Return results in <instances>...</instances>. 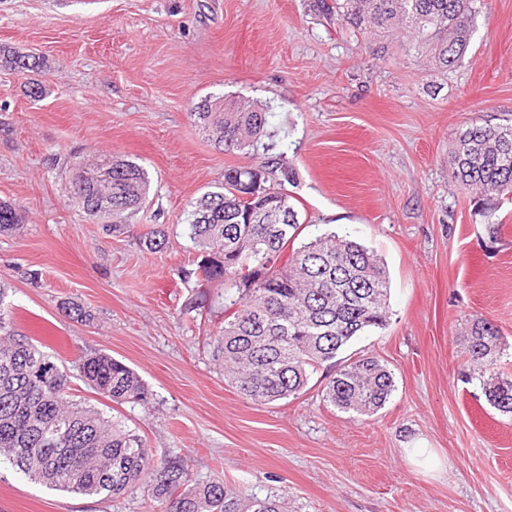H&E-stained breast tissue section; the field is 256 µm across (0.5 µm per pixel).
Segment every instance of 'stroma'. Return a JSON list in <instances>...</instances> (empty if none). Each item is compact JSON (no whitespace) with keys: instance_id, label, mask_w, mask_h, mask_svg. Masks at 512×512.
I'll return each mask as SVG.
<instances>
[{"instance_id":"35a3bbf8","label":"stroma","mask_w":512,"mask_h":512,"mask_svg":"<svg viewBox=\"0 0 512 512\" xmlns=\"http://www.w3.org/2000/svg\"><path fill=\"white\" fill-rule=\"evenodd\" d=\"M309 4L0 0V45L44 62L0 66V200L23 216L0 236L13 327L66 370L104 352L138 372L149 404L114 416L154 453L187 457L193 479L284 498L285 512H512V416L487 404L459 341L472 319L490 320L503 337L492 370L512 376V199L455 187L450 167L461 130L512 123V0H476L469 47L445 73L402 37L376 56L375 41ZM207 96L268 106L295 171L301 241L333 232L383 261L388 324L340 354L391 369L395 390L376 414L324 401L331 367L271 404L225 382L209 344L224 287L204 281L184 211L255 158L204 137L190 112ZM105 155L151 178L149 204L120 236L65 191L75 164ZM155 228L165 248L142 250L138 235ZM68 299L94 323L63 313ZM410 448L430 461L413 464ZM157 510L143 492H61L0 464V512Z\"/></svg>"}]
</instances>
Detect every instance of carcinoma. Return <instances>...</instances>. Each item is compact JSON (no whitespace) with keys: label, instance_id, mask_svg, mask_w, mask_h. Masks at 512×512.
Masks as SVG:
<instances>
[{"label":"carcinoma","instance_id":"carcinoma-1","mask_svg":"<svg viewBox=\"0 0 512 512\" xmlns=\"http://www.w3.org/2000/svg\"><path fill=\"white\" fill-rule=\"evenodd\" d=\"M314 11L336 15L376 39L407 34L409 46L437 70L454 68L471 36L474 0H311ZM0 64L35 71L40 58L0 47ZM195 124L226 152L257 148L268 133V112L211 96L192 107ZM275 144L261 160L224 170V182L190 203L185 223L202 252L205 281L224 283V326L216 353L224 379L247 398L264 404L297 397L311 375L336 365L339 352L388 318L389 276L364 245L334 234L292 248L300 234L299 210L285 185L295 173ZM454 182L462 189H512V125H474L462 131L451 152ZM147 170L124 157L76 166L66 192L92 219L124 217L105 231L124 233L145 206ZM22 216L0 201V235L20 231ZM161 230L138 238L148 252L165 246ZM0 282V460L30 480L84 496L118 498L140 489L160 512H283L276 499L231 496L224 482L192 479L186 458L157 456L136 431L95 407L73 399L70 375L56 357L10 327ZM76 320L92 315L74 301L61 303ZM467 361L479 370L495 364L500 332L476 318L462 336ZM79 377L92 392L115 404L146 405L150 393L132 368L101 353H87ZM395 390L391 370L374 356L349 358L322 390L331 406L361 415L382 408ZM488 404L512 414V378L483 381Z\"/></svg>","mask_w":512,"mask_h":512}]
</instances>
